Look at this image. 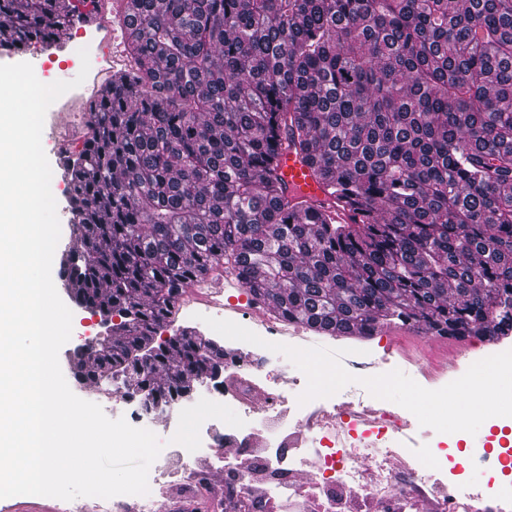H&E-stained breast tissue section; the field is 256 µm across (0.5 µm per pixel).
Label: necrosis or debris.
I'll return each mask as SVG.
<instances>
[{
    "mask_svg": "<svg viewBox=\"0 0 512 512\" xmlns=\"http://www.w3.org/2000/svg\"><path fill=\"white\" fill-rule=\"evenodd\" d=\"M278 356L269 350L242 360L224 359V377L215 378L213 396L222 397L224 429L214 449L245 448L265 466L268 486L254 484L250 470L228 461L229 483L212 502L214 512L239 505L241 512L266 507L277 497L282 512H307V489L318 490L324 512H353L367 500L377 512H415L430 499L434 512H507L512 479L496 478L503 464L483 433L468 436L463 452L434 445L424 428L425 460H408L399 447L410 438L406 409L371 396L341 405L315 399L281 411L279 389L258 393V379L274 372Z\"/></svg>",
    "mask_w": 512,
    "mask_h": 512,
    "instance_id": "obj_1",
    "label": "necrosis or debris"
}]
</instances>
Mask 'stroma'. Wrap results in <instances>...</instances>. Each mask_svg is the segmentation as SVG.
<instances>
[{"label": "stroma", "instance_id": "stroma-1", "mask_svg": "<svg viewBox=\"0 0 512 512\" xmlns=\"http://www.w3.org/2000/svg\"><path fill=\"white\" fill-rule=\"evenodd\" d=\"M105 31L75 24L71 39L60 49H43L41 44H32L21 51H0V64L30 63L35 75L41 82L51 83L67 80L68 76L78 75L81 67L74 64L73 58L83 48L94 49L104 41ZM110 71L103 63L90 65L85 81L72 93L63 94L59 101L46 113L43 138H50L57 120L68 121L73 127L82 129L87 125L88 113L80 105L82 96L96 95L102 85L109 80ZM289 335L310 346L329 348H353L366 351L369 358L400 361V369L405 374H413L416 365L445 368L455 364L461 348H469L476 354L490 356L504 348H512V337L501 340L473 338L465 344L438 336H422L400 327H387L376 336L362 339L355 336H330L305 328L299 324H287ZM224 417L220 414L206 415L202 420H184L172 412H157L141 420V427L153 431L168 448H176L184 439H192L202 453L196 461L175 463L171 470L159 475L156 489L162 504L168 505L173 512H181L184 503V487L192 473L198 469L210 471L214 475L212 495L224 492V459L237 458L242 466H250L248 457L241 455L239 449L230 448L223 454H208L206 447L214 429L222 427ZM0 512H115L111 500L103 498L81 497L72 501L58 498L19 495L0 499Z\"/></svg>", "mask_w": 512, "mask_h": 512}]
</instances>
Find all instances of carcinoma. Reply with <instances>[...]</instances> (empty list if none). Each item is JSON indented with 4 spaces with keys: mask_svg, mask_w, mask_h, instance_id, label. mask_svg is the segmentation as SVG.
I'll return each instance as SVG.
<instances>
[{
    "mask_svg": "<svg viewBox=\"0 0 512 512\" xmlns=\"http://www.w3.org/2000/svg\"><path fill=\"white\" fill-rule=\"evenodd\" d=\"M123 2L130 66L61 173L58 287L106 325L78 383L163 412L217 377L224 346L161 333L220 261L318 333L512 336V0ZM98 3L0 0V31L60 48ZM282 135L361 220L288 200Z\"/></svg>",
    "mask_w": 512,
    "mask_h": 512,
    "instance_id": "obj_1",
    "label": "carcinoma"
}]
</instances>
